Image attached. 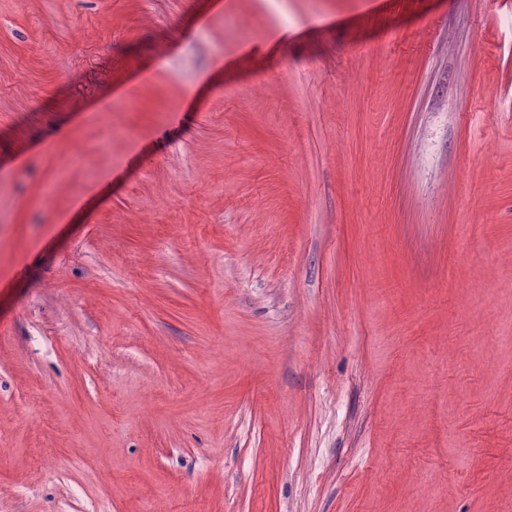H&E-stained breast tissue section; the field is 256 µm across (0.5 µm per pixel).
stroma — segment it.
Wrapping results in <instances>:
<instances>
[{
	"label": "stroma",
	"mask_w": 512,
	"mask_h": 512,
	"mask_svg": "<svg viewBox=\"0 0 512 512\" xmlns=\"http://www.w3.org/2000/svg\"><path fill=\"white\" fill-rule=\"evenodd\" d=\"M509 327L512 0H0V512H512Z\"/></svg>",
	"instance_id": "obj_1"
}]
</instances>
